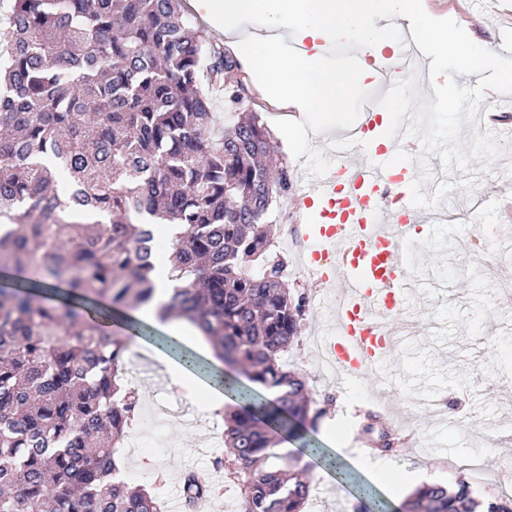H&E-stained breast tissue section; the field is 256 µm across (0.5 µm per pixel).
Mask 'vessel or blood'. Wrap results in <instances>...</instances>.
I'll return each instance as SVG.
<instances>
[{"mask_svg": "<svg viewBox=\"0 0 512 512\" xmlns=\"http://www.w3.org/2000/svg\"><path fill=\"white\" fill-rule=\"evenodd\" d=\"M396 53L374 57L382 99L405 96L408 83L429 73L430 57L416 46L410 28ZM408 110L398 112L391 124L380 121L373 106H364L355 125L319 142L329 159L324 177L306 176L301 199L307 210L303 238L309 250L302 260L317 290L325 291L333 318L320 346L333 363L340 387L351 379L372 378L390 383L385 367L393 348L391 327L418 283L409 272L414 253L411 226L429 215L410 209L409 221L395 223L378 200L389 186L409 190L421 181L422 191L433 194L438 178L421 179L417 162L392 166L400 139L410 123Z\"/></svg>", "mask_w": 512, "mask_h": 512, "instance_id": "1", "label": "vessel or blood"}]
</instances>
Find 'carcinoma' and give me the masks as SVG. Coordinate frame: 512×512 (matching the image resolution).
<instances>
[{"mask_svg": "<svg viewBox=\"0 0 512 512\" xmlns=\"http://www.w3.org/2000/svg\"><path fill=\"white\" fill-rule=\"evenodd\" d=\"M0 26V512H159L145 489L116 477L115 446L139 403L122 378L129 317L155 302V229L175 228L177 284L157 304L213 343L216 357L260 387L176 356L236 404L224 458L241 512H303L305 438L323 409L284 357L303 313L266 222L292 179L258 115L217 132L211 91L248 93L236 56L192 33L183 0H13ZM301 441L285 453L277 436ZM184 508L211 488L182 478ZM401 512H512L471 483L423 484Z\"/></svg>", "mask_w": 512, "mask_h": 512, "instance_id": "cac0c4a2", "label": "carcinoma"}]
</instances>
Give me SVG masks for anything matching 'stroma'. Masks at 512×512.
Wrapping results in <instances>:
<instances>
[{"label":"stroma","instance_id":"obj_1","mask_svg":"<svg viewBox=\"0 0 512 512\" xmlns=\"http://www.w3.org/2000/svg\"><path fill=\"white\" fill-rule=\"evenodd\" d=\"M450 191L443 203L454 221L439 223L422 231L416 241V278L431 282L430 292L411 298L399 318L417 325L418 335L398 345L389 359L395 387L387 395L393 413L381 414L376 426L415 433V446H400L382 454L374 449L364 432L373 390L362 389L359 396L338 388L334 374L319 364L309 338L326 320L325 309L311 302L306 308L297 339L288 351V362L304 375L312 397L324 405L325 414L312 436L327 456L337 459V467L323 461H309L312 485L327 492V512H349L358 496L359 485H369L376 502L399 507L413 493V480L428 474L435 483L453 482L461 474V461L472 448L485 446V483L476 489V499L501 494L512 487V474L505 464L512 459V312L498 306V291L512 284V223H502L498 209L512 201V151L494 161L489 169L473 173L448 174ZM482 184L481 203L463 194V185ZM478 226L482 253L467 245L471 226ZM164 382L150 383L144 373L129 375L142 397L143 409L131 425L132 433L145 441L144 454L134 459L122 456V478L132 486L153 490L167 500L184 472H194L202 481L221 483L211 505L214 512L238 494L232 476L217 475L214 458L223 448H210L205 437L213 421L222 413L204 410L187 398L185 390L155 364ZM456 399L467 413L465 419L448 416V445L455 453L437 462L425 445L439 420L428 401ZM354 471V483L344 482L343 471Z\"/></svg>","mask_w":512,"mask_h":512}]
</instances>
